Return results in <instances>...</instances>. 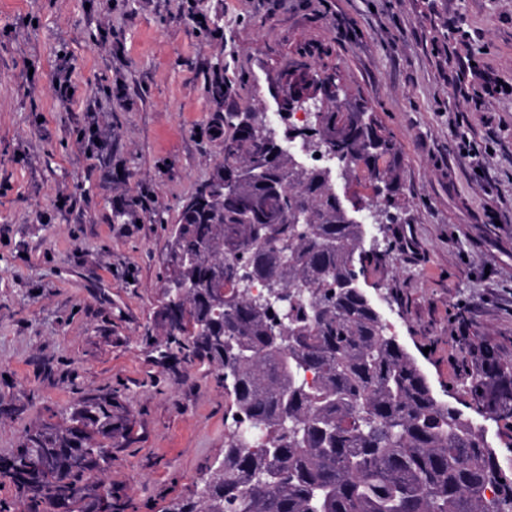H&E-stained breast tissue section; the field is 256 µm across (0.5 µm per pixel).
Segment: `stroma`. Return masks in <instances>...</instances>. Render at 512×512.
I'll return each mask as SVG.
<instances>
[{"label":"stroma","instance_id":"obj_1","mask_svg":"<svg viewBox=\"0 0 512 512\" xmlns=\"http://www.w3.org/2000/svg\"><path fill=\"white\" fill-rule=\"evenodd\" d=\"M300 52L400 149L367 292L512 472V420L471 392L476 351L512 360V0H0V455L112 390L131 434L85 501L102 481L123 512H167L204 487L233 397L212 367L158 358L170 223L224 159L218 109L283 137L271 86Z\"/></svg>","mask_w":512,"mask_h":512}]
</instances>
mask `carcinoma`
I'll return each instance as SVG.
<instances>
[{
  "instance_id": "carcinoma-1",
  "label": "carcinoma",
  "mask_w": 512,
  "mask_h": 512,
  "mask_svg": "<svg viewBox=\"0 0 512 512\" xmlns=\"http://www.w3.org/2000/svg\"><path fill=\"white\" fill-rule=\"evenodd\" d=\"M316 74L308 61L281 73ZM313 129L344 169L381 184L396 206L397 175L380 164L398 146L363 108L326 94ZM222 162L181 206L166 254L157 315L164 358L232 375L234 409L224 478L174 512H512V478L482 432L437 399L429 378L356 277L383 252L362 249L363 224L336 198L332 170L300 165L243 112L230 122ZM251 177L224 195V181ZM258 281L295 302L275 321L250 291ZM231 342L224 347L219 338ZM499 389L474 388L512 418V362L486 347ZM312 379H307V376ZM63 423L28 430L0 456V480L39 512H83V482L105 470L99 449L128 438L116 392L80 399ZM274 478H267V474Z\"/></svg>"
}]
</instances>
